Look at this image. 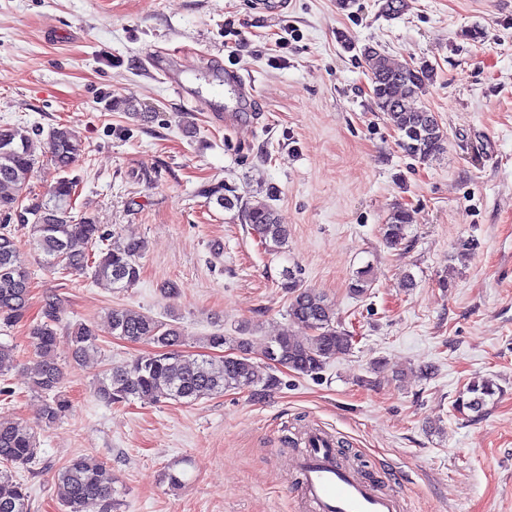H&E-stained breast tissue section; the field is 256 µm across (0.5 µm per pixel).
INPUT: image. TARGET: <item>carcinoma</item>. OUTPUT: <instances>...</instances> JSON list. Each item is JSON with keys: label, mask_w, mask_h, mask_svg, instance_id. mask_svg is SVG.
<instances>
[{"label": "carcinoma", "mask_w": 512, "mask_h": 512, "mask_svg": "<svg viewBox=\"0 0 512 512\" xmlns=\"http://www.w3.org/2000/svg\"><path fill=\"white\" fill-rule=\"evenodd\" d=\"M362 56L376 85V109L387 116L401 133V149L418 159L439 156L445 150L447 134L437 115L425 111L421 97L433 82L434 69L421 64L407 75L392 70L387 56L371 47ZM0 328L29 323L28 336L35 356L32 389L44 398L40 418L55 423L68 407L59 388L63 371L54 359L60 324L61 299L49 298L42 316L28 321L31 271L7 221L17 213L25 215L30 244L41 255L44 268L61 277L91 271L95 281L113 288L133 287L140 279L145 241L108 237L89 215L75 218L72 201L78 181L71 176L73 166L85 147L78 131L68 125L53 128L44 157L57 173L42 195L32 194L29 180L38 163L29 129L24 125L0 127ZM210 198L226 209H238L241 223L249 225L264 250L278 253L288 240V226L279 223L274 208L265 201H251L225 185L207 191ZM411 218L406 210L394 209L381 226L382 238L390 249L406 243ZM373 286L369 269L356 272L350 292L361 297ZM281 287L288 293V327L255 347L249 331L242 327L236 336L215 332L203 338L209 348L225 345L236 350L225 361L202 355L185 359L179 347L182 329L175 321H162L151 315L115 307L108 313L112 335L135 343H150L158 351L139 355L130 362L105 370L95 383V392L109 405L134 400L159 402L164 399L193 403L228 390H247L257 400L280 384L273 368L280 365L302 376L319 374L326 364L351 352L354 336L336 321V313L326 298L301 286L291 270L283 273ZM297 326L308 331L300 339L292 333ZM72 356L85 359L98 353L96 330L85 323L70 328ZM499 391L498 384L486 377L470 382L459 394L453 409L471 421L484 413L489 399ZM36 436L27 425L0 419V512H31L26 484L19 473L37 462ZM62 512H87L92 503L101 512H112L116 489L112 470L93 457L71 459L56 478Z\"/></svg>", "instance_id": "obj_1"}]
</instances>
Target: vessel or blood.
<instances>
[{
    "instance_id": "1",
    "label": "vessel or blood",
    "mask_w": 512,
    "mask_h": 512,
    "mask_svg": "<svg viewBox=\"0 0 512 512\" xmlns=\"http://www.w3.org/2000/svg\"><path fill=\"white\" fill-rule=\"evenodd\" d=\"M145 65L149 72L163 74L170 87L199 111H213L214 98L190 93L175 72L167 68L160 52L148 53ZM216 83L236 92L241 100L256 95L249 75L235 67L225 68ZM307 442L306 452L294 459L293 468L299 476L302 494L310 502L313 512H401L397 499L338 460L336 441L331 435L316 430L309 434Z\"/></svg>"
}]
</instances>
